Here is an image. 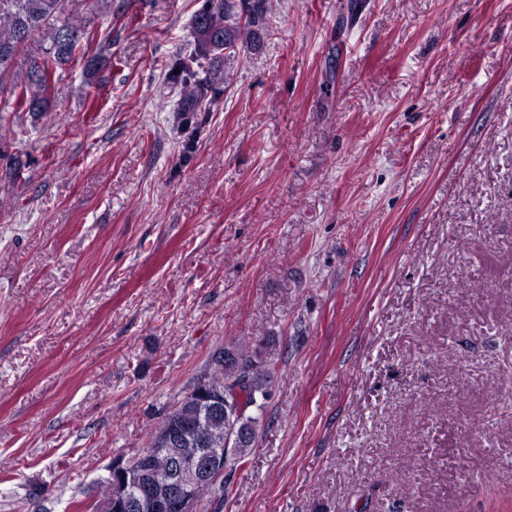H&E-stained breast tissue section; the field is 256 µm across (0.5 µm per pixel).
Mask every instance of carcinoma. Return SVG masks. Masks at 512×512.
Here are the masks:
<instances>
[{"instance_id": "1", "label": "carcinoma", "mask_w": 512, "mask_h": 512, "mask_svg": "<svg viewBox=\"0 0 512 512\" xmlns=\"http://www.w3.org/2000/svg\"><path fill=\"white\" fill-rule=\"evenodd\" d=\"M112 0H0V129L10 123L9 113L39 115L55 101L57 70L71 63L81 40L89 39L85 14L110 8ZM267 0H203L193 20L194 52L178 58L168 80L181 86L182 102L176 110L181 124L200 126L206 119L201 107L202 87L194 64L201 57L211 61L206 85L214 90L229 82L221 65L224 53L238 47L253 49L259 31L267 26ZM40 39L33 40L34 34ZM213 387L224 388L242 378L223 366L205 377ZM269 373L256 369L249 377L248 395L266 396ZM204 432L224 447V413L203 418Z\"/></svg>"}]
</instances>
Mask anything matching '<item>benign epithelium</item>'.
<instances>
[{
    "instance_id": "1",
    "label": "benign epithelium",
    "mask_w": 512,
    "mask_h": 512,
    "mask_svg": "<svg viewBox=\"0 0 512 512\" xmlns=\"http://www.w3.org/2000/svg\"><path fill=\"white\" fill-rule=\"evenodd\" d=\"M198 407L207 411H224L228 419L245 415L239 389L211 390L199 383L194 394ZM253 428L239 425L235 429L234 444L213 448L200 430L187 432L181 427L168 430L156 443L161 454L171 456L183 443L194 440L201 443L202 457L195 462L176 458L172 470L163 472L154 464V457L146 453L130 457H116L107 466L110 487L109 512H203V501L197 496L201 486L213 487L212 500L220 497L224 482V457L246 448L252 441Z\"/></svg>"
}]
</instances>
